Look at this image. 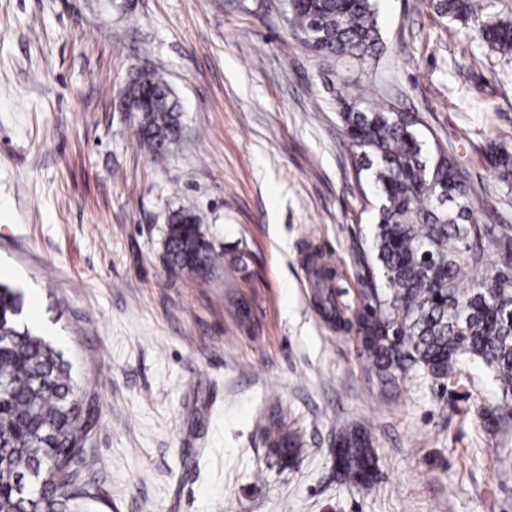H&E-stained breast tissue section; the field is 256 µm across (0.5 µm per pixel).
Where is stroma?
<instances>
[{
  "mask_svg": "<svg viewBox=\"0 0 512 512\" xmlns=\"http://www.w3.org/2000/svg\"><path fill=\"white\" fill-rule=\"evenodd\" d=\"M282 0H0V281L23 289L73 364L95 512H512V423L484 366L467 394L416 372L382 383L354 332L312 303L314 263L344 309L361 300L372 213L336 116V69L296 41ZM436 0H378L386 51L350 69L394 86L424 136L454 152L486 224H512L487 159L512 150V52ZM157 66L182 138L158 158L115 107ZM191 209L216 250L171 272L167 217ZM283 423L303 452L282 467ZM371 435L378 476L340 480L337 433Z\"/></svg>",
  "mask_w": 512,
  "mask_h": 512,
  "instance_id": "obj_1",
  "label": "stroma"
}]
</instances>
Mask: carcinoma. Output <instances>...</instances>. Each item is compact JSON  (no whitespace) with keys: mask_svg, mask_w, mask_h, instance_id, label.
Returning <instances> with one entry per match:
<instances>
[{"mask_svg":"<svg viewBox=\"0 0 512 512\" xmlns=\"http://www.w3.org/2000/svg\"><path fill=\"white\" fill-rule=\"evenodd\" d=\"M292 32L325 64L377 63L385 52L374 0H283ZM443 15L476 14L474 0H438ZM490 46L512 49V23L488 22ZM127 92L153 97L139 118L137 138L154 156L180 140L179 102L156 67L135 68ZM337 117L357 177L375 209L372 269L363 278V303L354 313L366 361L382 381L420 371L442 389L461 366L482 363L497 382L501 403L487 422L512 419V225L482 223L456 156L420 133L416 112H401L382 90L365 95L359 80L336 85ZM498 179L512 187V152L491 148ZM503 255L492 269L489 253ZM221 255L197 215L170 216L163 261L172 272L206 277ZM330 270L314 265L312 302L329 321L341 320ZM24 292L0 282V512H91L81 482L86 409L77 398L72 364L48 337L23 321ZM270 448L285 467L302 451L298 436L278 425ZM340 478L360 487L375 481L377 456L366 432L337 438Z\"/></svg>","mask_w":512,"mask_h":512,"instance_id":"carcinoma-1","label":"carcinoma"}]
</instances>
